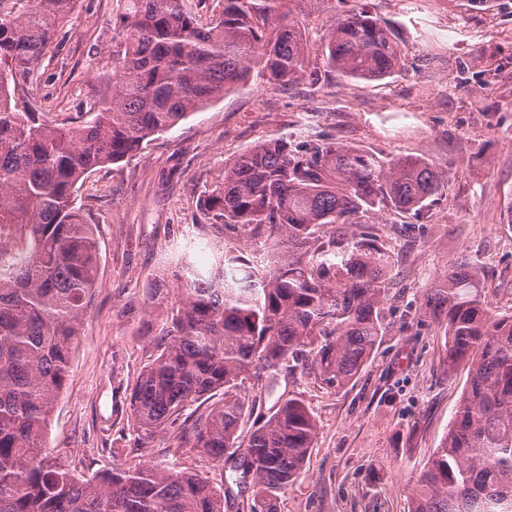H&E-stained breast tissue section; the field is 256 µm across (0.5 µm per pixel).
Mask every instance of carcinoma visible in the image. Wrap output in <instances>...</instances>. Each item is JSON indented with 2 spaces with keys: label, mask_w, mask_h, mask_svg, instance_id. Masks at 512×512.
<instances>
[{
  "label": "carcinoma",
  "mask_w": 512,
  "mask_h": 512,
  "mask_svg": "<svg viewBox=\"0 0 512 512\" xmlns=\"http://www.w3.org/2000/svg\"><path fill=\"white\" fill-rule=\"evenodd\" d=\"M304 0H224L201 24L190 0H124L119 80L90 118L52 124L11 105L14 73L27 76L68 17L71 0H31L0 14V512H224L249 491L252 512H275L276 493L305 470L317 435L298 397L275 410L247 444L240 395L250 378L275 390L301 364L346 386L382 331L392 246L375 227L383 211L422 213L443 183L422 156L389 157L319 135L273 138L224 161L201 204L223 259L203 275L186 254L185 287L152 297L165 309L154 358L129 399L132 447L175 424L198 400H222L181 442L224 463L216 488L174 459L76 476L47 446L99 278L95 227L75 205L78 185L259 69L292 83L309 68ZM328 65L349 79L391 76L402 49L393 29L360 9L325 33ZM256 246L244 255L238 243ZM483 267L448 264L426 304L446 321L448 370L468 365L460 405L420 475L411 512H512V312L493 314Z\"/></svg>",
  "instance_id": "1"
}]
</instances>
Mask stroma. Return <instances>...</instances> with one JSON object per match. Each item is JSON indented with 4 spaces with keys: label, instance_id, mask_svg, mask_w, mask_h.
I'll use <instances>...</instances> for the list:
<instances>
[{
    "label": "stroma",
    "instance_id": "stroma-1",
    "mask_svg": "<svg viewBox=\"0 0 512 512\" xmlns=\"http://www.w3.org/2000/svg\"><path fill=\"white\" fill-rule=\"evenodd\" d=\"M355 2L303 0L297 19L309 41V75L280 86L251 71L79 186L76 204L100 242V277L47 436L77 473L153 465L175 450L185 466L223 484V464L183 445L178 423L138 456L123 452L129 394L164 319L150 290L175 286L181 254L211 267L199 201L226 158L264 139L328 134L383 154L424 156L444 192L419 220L387 211L376 218L377 231L393 238L415 224L419 241L397 250L382 336L362 371L339 390L299 369L280 374L275 396L251 386L246 426L264 421L279 394L302 398L317 423L306 471L277 493L276 512H410L467 378L465 367L448 368L445 324L425 305L430 285L465 256L486 266L492 308L512 311V0H363L403 49L400 69L371 82L326 63L323 35ZM123 12L124 0H73L34 71L17 78L18 100L49 121L85 117L112 85Z\"/></svg>",
    "mask_w": 512,
    "mask_h": 512
}]
</instances>
